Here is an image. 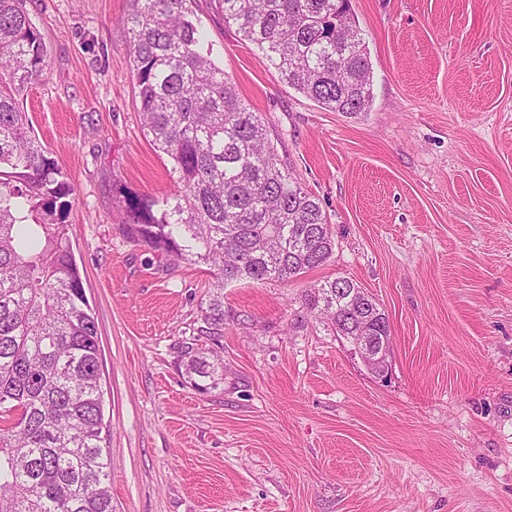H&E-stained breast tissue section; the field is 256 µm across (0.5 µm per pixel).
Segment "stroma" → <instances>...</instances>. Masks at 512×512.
Masks as SVG:
<instances>
[{
  "mask_svg": "<svg viewBox=\"0 0 512 512\" xmlns=\"http://www.w3.org/2000/svg\"><path fill=\"white\" fill-rule=\"evenodd\" d=\"M367 112L320 108L195 0L225 74L318 197L330 261L224 287V384L177 347L213 281L132 242L123 194L171 164L142 128L128 0H27L48 49L24 95L74 186L70 242L98 322L114 512H512V0H350ZM346 277L385 311L387 377L303 309Z\"/></svg>",
  "mask_w": 512,
  "mask_h": 512,
  "instance_id": "obj_1",
  "label": "stroma"
}]
</instances>
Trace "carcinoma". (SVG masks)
Wrapping results in <instances>:
<instances>
[{
  "label": "carcinoma",
  "mask_w": 512,
  "mask_h": 512,
  "mask_svg": "<svg viewBox=\"0 0 512 512\" xmlns=\"http://www.w3.org/2000/svg\"><path fill=\"white\" fill-rule=\"evenodd\" d=\"M282 81L326 110L373 101L372 65L350 0H221ZM143 129L171 162L162 198H132L127 236L209 266L216 281L179 346L197 390L224 383V283L289 282L323 266L335 240L318 198L279 162L261 117L212 57L192 0H130L122 17ZM47 47L26 0H0V512H113L98 325L69 238L74 188L21 99ZM303 307L336 334L391 335L356 282L314 284Z\"/></svg>",
  "instance_id": "carcinoma-1"
}]
</instances>
